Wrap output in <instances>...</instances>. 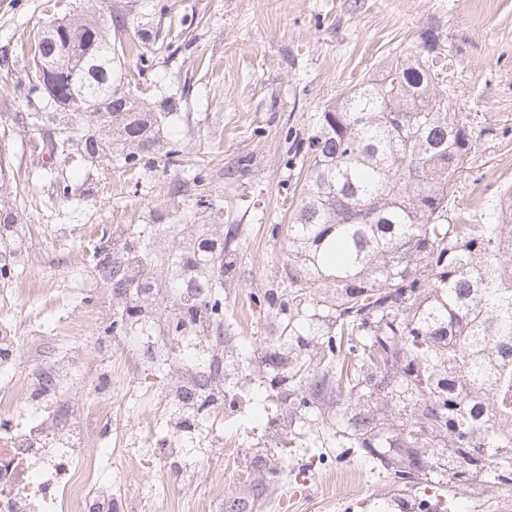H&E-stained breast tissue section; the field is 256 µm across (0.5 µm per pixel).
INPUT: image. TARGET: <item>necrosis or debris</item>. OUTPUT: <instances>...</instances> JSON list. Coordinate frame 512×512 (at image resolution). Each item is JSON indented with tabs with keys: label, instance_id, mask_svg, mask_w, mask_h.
<instances>
[{
	"label": "necrosis or debris",
	"instance_id": "necrosis-or-debris-1",
	"mask_svg": "<svg viewBox=\"0 0 512 512\" xmlns=\"http://www.w3.org/2000/svg\"><path fill=\"white\" fill-rule=\"evenodd\" d=\"M72 354L44 362L42 336L20 321L0 322V512H128L126 499L102 480L101 466L111 458V446H98V435L112 422V390L90 373V400H64L58 382L74 361L95 344L83 325ZM207 322L169 344L140 339L139 360L191 365L188 376L175 381L164 397L172 405L167 415L170 434L148 443V457L166 476L179 482L197 480L209 469L223 440L204 436V427L224 421L215 399L223 385L208 348ZM201 439L205 449L190 453L187 441Z\"/></svg>",
	"mask_w": 512,
	"mask_h": 512
}]
</instances>
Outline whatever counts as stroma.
Masks as SVG:
<instances>
[{"mask_svg":"<svg viewBox=\"0 0 512 512\" xmlns=\"http://www.w3.org/2000/svg\"><path fill=\"white\" fill-rule=\"evenodd\" d=\"M45 0H0V61L12 60V79L0 82V164L9 179L0 206L10 210L17 233L9 248L23 257L0 281V314H27L49 350H64L74 321L107 324L103 287L94 277L98 253L115 234L152 253L176 257L173 232L157 223L173 180L185 181L184 227L222 222L242 228L237 266L223 290L224 322L236 346L264 347L282 321L265 298L288 277L287 225L292 192L302 180L287 166V133L308 135L315 112L371 72L392 48L434 27L456 62L455 109L481 130L476 151L455 188L467 223H485L500 189L512 185V0H167L162 26L178 33L171 48L153 54L141 85L146 102L162 91L181 100L166 134L182 145L180 161L150 168L108 163L61 166L30 143L44 131L20 123L28 103L16 88L27 62H14L21 37L43 20ZM249 156L247 174L223 173ZM207 168L209 206L196 204L189 168ZM74 193L61 200L56 183ZM137 346L102 332L92 363L112 375V445L125 449L144 432L165 433L162 396L182 374L160 362L129 376ZM283 370H265L249 382L264 404L242 400L224 422V451L196 484L180 491L179 512H512V488L476 478L455 483L444 444L422 449L433 469L405 479L382 468L347 434L314 447L308 432L317 413L292 416L288 477L270 485L243 470L246 456L272 447L269 426L280 399L270 386ZM102 477L116 493L130 485L152 489L151 512H167V490L155 464ZM223 484V499L211 496Z\"/></svg>","mask_w":512,"mask_h":512,"instance_id":"obj_1","label":"stroma"}]
</instances>
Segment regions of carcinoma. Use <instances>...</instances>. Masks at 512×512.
<instances>
[{"mask_svg":"<svg viewBox=\"0 0 512 512\" xmlns=\"http://www.w3.org/2000/svg\"><path fill=\"white\" fill-rule=\"evenodd\" d=\"M172 30L144 27L129 9L83 0L21 41L30 64L23 97L40 100L32 126L52 128L42 143L61 163L117 160L125 167L170 163L180 143L164 133L175 97L145 107L122 57L137 45L164 46ZM66 58L53 80L39 60ZM455 70L446 41L432 29L376 66L314 115L311 133L292 141L288 163L304 167L288 225V298L280 336L259 360L243 348L237 368L274 363L295 385L281 399L320 409L323 421L343 398L383 392L401 406L399 427L371 411L348 419L358 447L399 475L424 469L419 449L445 439L452 479L512 482V187L489 224L454 222V187L476 149L467 116L452 111ZM78 91V102L70 101ZM87 122L76 133L74 124ZM184 184L168 189L177 217ZM240 225L195 230L178 242L179 277L211 288L207 308L224 325V297L236 261ZM112 263V287L160 288L145 245L130 242ZM329 309L325 316L314 312ZM184 319L199 306L181 302ZM112 320V335L149 331Z\"/></svg>","mask_w":512,"mask_h":512,"instance_id":"cac0c4a2","label":"carcinoma"}]
</instances>
